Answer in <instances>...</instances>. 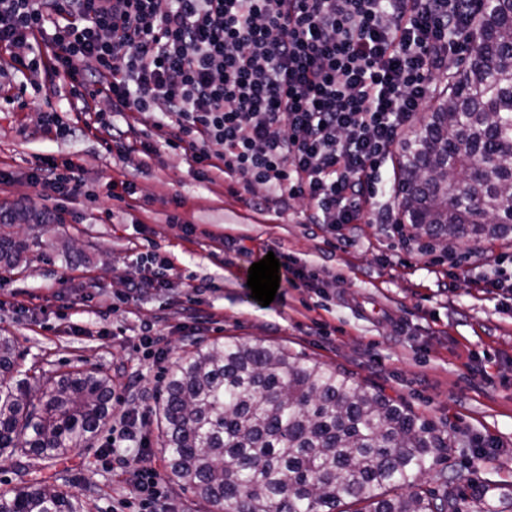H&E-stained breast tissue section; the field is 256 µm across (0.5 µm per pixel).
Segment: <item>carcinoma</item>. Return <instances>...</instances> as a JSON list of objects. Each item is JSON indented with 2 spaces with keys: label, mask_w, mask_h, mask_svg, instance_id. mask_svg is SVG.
Segmentation results:
<instances>
[{
  "label": "carcinoma",
  "mask_w": 512,
  "mask_h": 512,
  "mask_svg": "<svg viewBox=\"0 0 512 512\" xmlns=\"http://www.w3.org/2000/svg\"><path fill=\"white\" fill-rule=\"evenodd\" d=\"M479 43L448 71L426 137L447 148L436 163L423 139L403 145L402 213L439 241L512 235V0H475ZM26 250L0 236V267ZM16 345L0 336V462L26 475L65 459L109 421L112 378L66 371L39 399ZM170 476L220 512H458L448 476L424 487L441 428L346 370L304 362L283 345L215 340L178 359L157 405ZM7 512H87L84 496L31 479L4 497Z\"/></svg>",
  "instance_id": "obj_1"
}]
</instances>
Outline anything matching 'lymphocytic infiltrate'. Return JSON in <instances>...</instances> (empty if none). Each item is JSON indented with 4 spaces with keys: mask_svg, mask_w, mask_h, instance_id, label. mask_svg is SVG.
I'll list each match as a JSON object with an SVG mask.
<instances>
[{
    "mask_svg": "<svg viewBox=\"0 0 512 512\" xmlns=\"http://www.w3.org/2000/svg\"><path fill=\"white\" fill-rule=\"evenodd\" d=\"M474 19L471 0H0V74L67 93L70 114L41 129L94 135L136 168L182 149L197 178L303 199L308 223L339 230L386 219L381 163ZM129 112L153 114L155 139L124 142ZM30 180L47 201L91 194L70 158H36ZM112 462L146 491L139 512H171L156 471Z\"/></svg>",
    "mask_w": 512,
    "mask_h": 512,
    "instance_id": "lymphocytic-infiltrate-1",
    "label": "lymphocytic infiltrate"
}]
</instances>
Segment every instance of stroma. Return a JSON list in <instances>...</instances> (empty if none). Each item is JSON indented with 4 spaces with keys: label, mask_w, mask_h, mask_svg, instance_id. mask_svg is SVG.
Returning a JSON list of instances; mask_svg holds the SVG:
<instances>
[{
    "label": "stroma",
    "mask_w": 512,
    "mask_h": 512,
    "mask_svg": "<svg viewBox=\"0 0 512 512\" xmlns=\"http://www.w3.org/2000/svg\"><path fill=\"white\" fill-rule=\"evenodd\" d=\"M0 99V230L26 239L19 263L0 282V334L13 337L37 388L64 371L95 366L116 390L140 380L145 394L114 407L89 447L49 465L44 478L82 493L89 512H132L140 492L106 450L122 411L148 410L140 465L157 471L174 512H217L169 479L160 448L158 392L172 362L195 346L224 337L281 344L306 361L347 369L370 390L442 427L454 442L438 466L464 498L484 496L486 512H512V291L490 288L507 278L500 258L512 238L493 245L449 246L400 236L383 224H351L335 232L305 223L302 200L287 209L256 207L267 190L239 191L230 178L200 181L181 150L160 149L143 171L106 153L97 139L36 131L41 112L66 110L59 96L23 90ZM37 156L73 158L96 199L63 202L73 218L51 223L30 182ZM131 180L136 202L110 196L112 182ZM181 194L184 205L173 208ZM112 210L101 224L100 211ZM179 211L182 221L167 216ZM287 254L312 283L281 279L268 306L252 299L248 270L267 253ZM175 267L172 284L137 301L130 280L161 260ZM96 289L80 308L87 281ZM153 325V339L142 338Z\"/></svg>",
    "instance_id": "obj_1"
}]
</instances>
